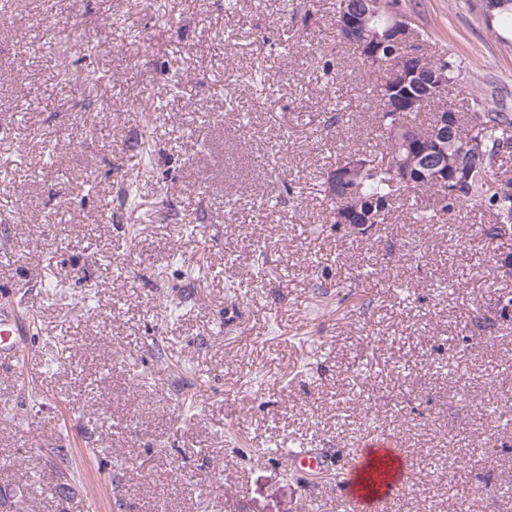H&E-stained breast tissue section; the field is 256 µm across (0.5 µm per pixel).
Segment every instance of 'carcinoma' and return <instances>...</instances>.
<instances>
[{"label":"carcinoma","mask_w":512,"mask_h":512,"mask_svg":"<svg viewBox=\"0 0 512 512\" xmlns=\"http://www.w3.org/2000/svg\"><path fill=\"white\" fill-rule=\"evenodd\" d=\"M403 14L399 0H377V5L369 8L358 30V39L371 41L379 59L390 62V57H407L429 47L427 36L422 31L415 33L408 45L401 44V30L396 25V17ZM487 30L499 39V29H512V0H489L488 11L484 13ZM439 68L448 74V87L461 101H477L474 88L465 78L461 62L447 56L438 55ZM377 106L378 150L362 155L364 165L348 172L341 184H336L333 175L340 169L343 160L331 164L322 183L321 192L329 202V220L337 223L336 212L342 209H355L375 216L374 224H382L391 215L393 208L408 207L409 214L418 224H440L455 232V226L448 223V215L465 204L477 207L493 217V235L504 238L508 227L512 231V177L502 175L503 158L512 154V116L491 107L482 112L460 113L453 107L442 110L448 118L458 116L453 131L454 143L448 145V152L438 155L442 167L453 177L459 167H464L461 193L446 202L440 200V189L429 180L414 185L400 182L397 172L404 168L409 176H414L423 161L429 156L433 144L428 139L430 127L419 122L421 112L435 101V98L418 93L419 102L412 112H399L386 109L382 101L385 93L381 86L371 89ZM424 188L430 193L432 202L428 204L411 201L415 190ZM54 466L64 479L73 474L72 463L63 449L56 448Z\"/></svg>","instance_id":"carcinoma-1"}]
</instances>
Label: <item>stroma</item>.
<instances>
[{
	"label": "stroma",
	"mask_w": 512,
	"mask_h": 512,
	"mask_svg": "<svg viewBox=\"0 0 512 512\" xmlns=\"http://www.w3.org/2000/svg\"><path fill=\"white\" fill-rule=\"evenodd\" d=\"M339 7L0 0V305L35 319L31 369L0 365V512H347L371 436L408 457L389 512H512V240L469 206L327 223L383 77ZM400 8L512 113L478 0Z\"/></svg>",
	"instance_id": "obj_1"
}]
</instances>
